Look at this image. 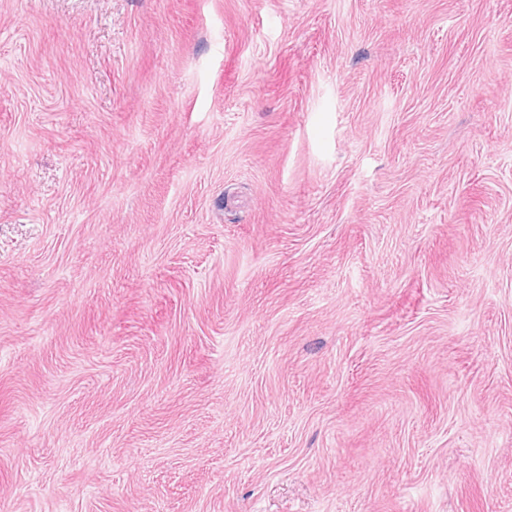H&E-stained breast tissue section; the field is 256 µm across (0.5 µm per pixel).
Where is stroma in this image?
Returning a JSON list of instances; mask_svg holds the SVG:
<instances>
[{
    "label": "stroma",
    "instance_id": "35a3bbf8",
    "mask_svg": "<svg viewBox=\"0 0 512 512\" xmlns=\"http://www.w3.org/2000/svg\"><path fill=\"white\" fill-rule=\"evenodd\" d=\"M6 512H512V0H0Z\"/></svg>",
    "mask_w": 512,
    "mask_h": 512
}]
</instances>
